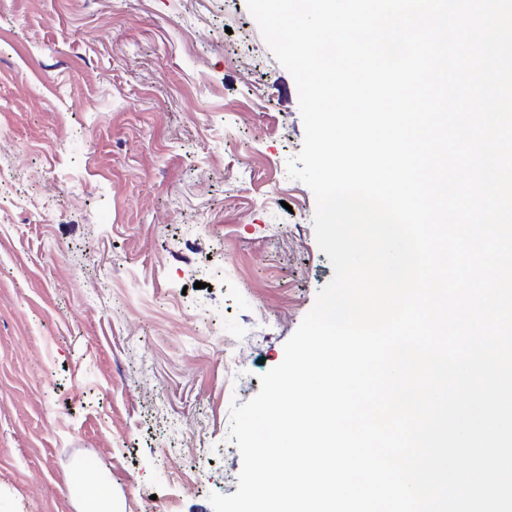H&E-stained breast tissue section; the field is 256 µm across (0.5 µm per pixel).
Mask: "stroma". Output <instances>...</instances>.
I'll return each instance as SVG.
<instances>
[{
  "mask_svg": "<svg viewBox=\"0 0 512 512\" xmlns=\"http://www.w3.org/2000/svg\"><path fill=\"white\" fill-rule=\"evenodd\" d=\"M246 0H0V512H213L333 276ZM81 483L84 486V492L78 502V511L80 512H112L115 510L114 501H112V490L104 482L94 476L93 472H82Z\"/></svg>",
  "mask_w": 512,
  "mask_h": 512,
  "instance_id": "35a3bbf8",
  "label": "stroma"
}]
</instances>
